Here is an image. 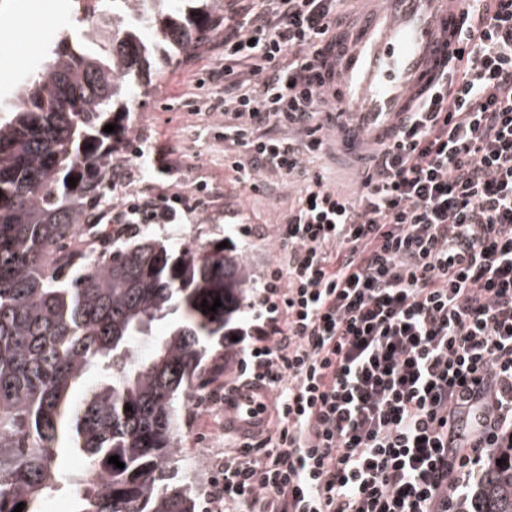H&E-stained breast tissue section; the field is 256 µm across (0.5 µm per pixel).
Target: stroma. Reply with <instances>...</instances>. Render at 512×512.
Returning a JSON list of instances; mask_svg holds the SVG:
<instances>
[{
    "label": "stroma",
    "instance_id": "stroma-1",
    "mask_svg": "<svg viewBox=\"0 0 512 512\" xmlns=\"http://www.w3.org/2000/svg\"><path fill=\"white\" fill-rule=\"evenodd\" d=\"M80 16L78 0H0V70L13 76L11 82L0 84L1 104L14 100L18 79L35 72L57 32L77 24ZM223 64L224 34L218 31L138 95L130 142L148 155L156 145H167L183 164L166 175L151 167L138 170L134 187L151 184L156 190L174 192L202 180L208 185L211 202L194 223L141 224L136 231L187 247L225 244L227 253L240 256L255 280L272 259L270 239L287 216L298 188L272 176L265 187L253 191L225 177L224 143L215 132L224 117L216 111L193 112L196 103L210 94L209 89L198 88L199 73ZM184 415L177 458L182 473L199 484L213 452L238 447L241 440L226 431L223 406L203 409L192 401Z\"/></svg>",
    "mask_w": 512,
    "mask_h": 512
}]
</instances>
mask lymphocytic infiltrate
<instances>
[{"label":"lymphocytic infiltrate","mask_w":512,"mask_h":512,"mask_svg":"<svg viewBox=\"0 0 512 512\" xmlns=\"http://www.w3.org/2000/svg\"><path fill=\"white\" fill-rule=\"evenodd\" d=\"M347 0H245L224 17L227 167L299 186L249 307L240 384L267 427L212 468L208 512H454L512 446V0H469L459 46L355 195L309 167L329 101L319 46ZM206 186L126 195L98 224H181Z\"/></svg>","instance_id":"f902f5d3"}]
</instances>
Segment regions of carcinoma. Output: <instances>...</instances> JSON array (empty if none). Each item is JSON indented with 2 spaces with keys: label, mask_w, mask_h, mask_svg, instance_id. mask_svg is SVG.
<instances>
[{
  "label": "carcinoma",
  "mask_w": 512,
  "mask_h": 512,
  "mask_svg": "<svg viewBox=\"0 0 512 512\" xmlns=\"http://www.w3.org/2000/svg\"><path fill=\"white\" fill-rule=\"evenodd\" d=\"M117 2L107 42L61 31L0 107V512H43L74 481L72 512H195L173 468L183 411L224 373L214 340L232 335L251 288L222 248L143 234L85 262L69 249L112 189L138 91L224 23V0ZM91 372L96 384L73 400ZM68 451L83 458L77 476ZM456 512H512V447L490 450Z\"/></svg>",
  "instance_id": "carcinoma-1"
}]
</instances>
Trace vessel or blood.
Segmentation results:
<instances>
[{"instance_id":"vessel-or-blood-1","label":"vessel or blood","mask_w":512,"mask_h":512,"mask_svg":"<svg viewBox=\"0 0 512 512\" xmlns=\"http://www.w3.org/2000/svg\"><path fill=\"white\" fill-rule=\"evenodd\" d=\"M464 0H372L325 43V92L335 105L339 163L392 143L403 113L432 86L456 48ZM268 388L234 391L224 420L241 437L266 422Z\"/></svg>"}]
</instances>
